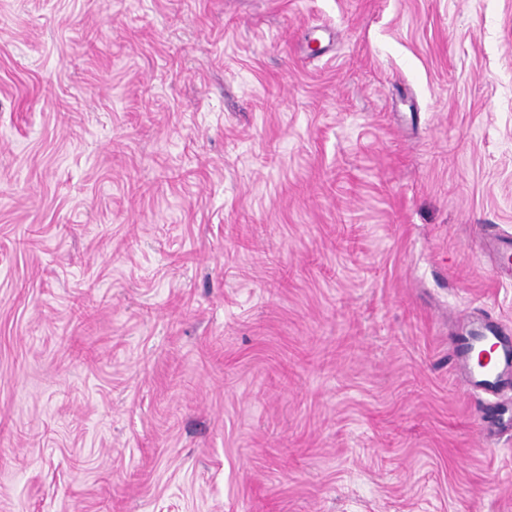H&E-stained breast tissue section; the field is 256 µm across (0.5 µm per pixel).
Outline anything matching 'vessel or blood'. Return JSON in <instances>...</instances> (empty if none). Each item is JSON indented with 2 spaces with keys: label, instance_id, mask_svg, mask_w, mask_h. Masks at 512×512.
<instances>
[{
  "label": "vessel or blood",
  "instance_id": "1",
  "mask_svg": "<svg viewBox=\"0 0 512 512\" xmlns=\"http://www.w3.org/2000/svg\"><path fill=\"white\" fill-rule=\"evenodd\" d=\"M487 248L494 258L493 271L512 267V241L491 236ZM454 371L463 388L489 398L512 386V335L502 331L491 314L459 328L452 338ZM483 428L494 435L512 431V415L494 405L483 410Z\"/></svg>",
  "mask_w": 512,
  "mask_h": 512
}]
</instances>
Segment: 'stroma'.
I'll use <instances>...</instances> for the list:
<instances>
[{
  "mask_svg": "<svg viewBox=\"0 0 512 512\" xmlns=\"http://www.w3.org/2000/svg\"><path fill=\"white\" fill-rule=\"evenodd\" d=\"M487 228L512 0H0V512H512ZM482 317L452 336L454 371L467 392L496 398L512 386V336L502 331L491 314L482 313ZM485 346L492 354L483 362L476 353ZM508 409L501 405L483 408V430L489 435H495L503 431H512V413L505 417Z\"/></svg>",
  "mask_w": 512,
  "mask_h": 512,
  "instance_id": "obj_1",
  "label": "stroma"
}]
</instances>
